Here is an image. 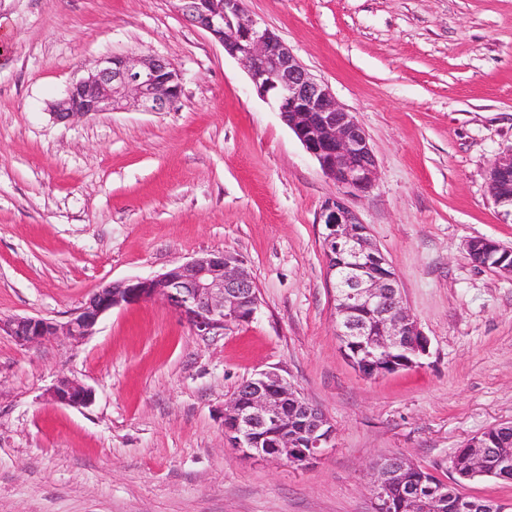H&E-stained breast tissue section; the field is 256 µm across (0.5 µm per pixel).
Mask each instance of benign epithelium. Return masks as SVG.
Returning a JSON list of instances; mask_svg holds the SVG:
<instances>
[{"mask_svg":"<svg viewBox=\"0 0 512 512\" xmlns=\"http://www.w3.org/2000/svg\"><path fill=\"white\" fill-rule=\"evenodd\" d=\"M179 10L195 27L223 46L224 52L247 68L257 93L272 99L284 123L336 183L339 194L327 200L319 214L325 226L324 253L335 300L341 302L336 336L358 353L374 348L400 350L413 340L412 357L384 361L369 353L354 366L369 379L384 377L416 364L428 351V339L417 319L406 309L398 278L366 225L359 221L345 198L362 197L376 180L375 156L368 138L351 112L334 97L328 85L315 78L288 45L266 25L247 14L244 0H178ZM182 89V74L169 60L114 56L95 72L73 82L51 105L61 121L113 112L131 101L146 112L174 106ZM490 193L501 214L512 218V152L499 158L488 175ZM468 256L494 261L493 268L512 275V250L500 243L476 238L468 242ZM161 300L198 336L224 330L253 319L259 294L246 262L227 253H207L171 266L153 277L131 278L96 289L70 313L65 322L42 317L0 318V331L21 346L39 344L54 336L80 343L95 331L100 318L116 309ZM380 310L383 321L373 327L366 313ZM90 387L61 377L46 398L69 407L89 405ZM335 426L305 399L291 381L274 370L245 380L224 406V436L248 457L284 460L306 467L316 460L335 435ZM475 448L474 466L465 478L493 477L509 466L508 457L490 466L483 444ZM415 467L395 454L370 473V512H506L498 501L466 494L463 483L448 481V488L409 478ZM398 489L392 497L390 490Z\"/></svg>","mask_w":512,"mask_h":512,"instance_id":"benign-epithelium-1","label":"benign epithelium"}]
</instances>
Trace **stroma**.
<instances>
[{
    "label": "stroma",
    "instance_id": "35a3bbf8",
    "mask_svg": "<svg viewBox=\"0 0 512 512\" xmlns=\"http://www.w3.org/2000/svg\"><path fill=\"white\" fill-rule=\"evenodd\" d=\"M245 4L364 129L379 176L348 204L428 352L375 380L345 359L317 222L338 189L177 0H0V317L62 321L104 284L214 252L260 294L220 335L157 300L79 344L1 334L0 512H370L377 459L444 480L456 448L512 421V276L465 251L512 247L487 186L512 151V0ZM115 55L174 63L176 108L57 121L51 104ZM265 370L336 428L308 468L224 438L225 403ZM62 375L93 402L47 401Z\"/></svg>",
    "mask_w": 512,
    "mask_h": 512
}]
</instances>
